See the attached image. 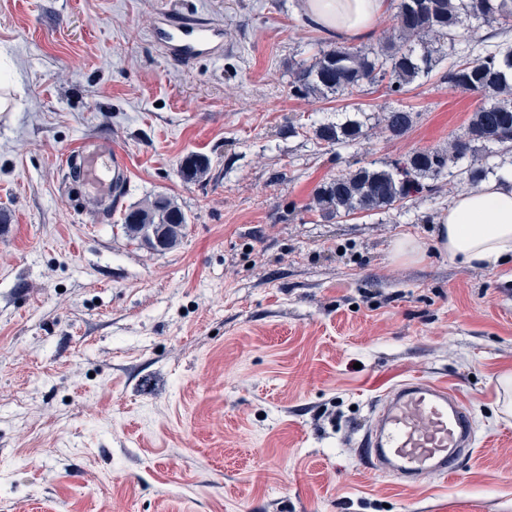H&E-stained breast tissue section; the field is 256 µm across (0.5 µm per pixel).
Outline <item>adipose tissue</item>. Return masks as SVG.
<instances>
[{"label":"adipose tissue","mask_w":512,"mask_h":512,"mask_svg":"<svg viewBox=\"0 0 512 512\" xmlns=\"http://www.w3.org/2000/svg\"><path fill=\"white\" fill-rule=\"evenodd\" d=\"M390 0H304L306 25L339 42L371 36ZM438 240L451 259L471 267H497L512 255V173L458 195L440 221Z\"/></svg>","instance_id":"obj_1"}]
</instances>
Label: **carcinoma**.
I'll use <instances>...</instances> for the list:
<instances>
[{"label": "carcinoma", "mask_w": 512, "mask_h": 512, "mask_svg": "<svg viewBox=\"0 0 512 512\" xmlns=\"http://www.w3.org/2000/svg\"><path fill=\"white\" fill-rule=\"evenodd\" d=\"M493 24L498 34L512 30V0H398L396 28L398 41H390L376 51H323L315 61L293 69L295 94L351 96L363 82H387L394 94L429 74L437 60L428 53H417L407 45L414 39L433 36L455 44L473 25ZM448 85L484 95L472 113L465 133L453 139L446 149L416 150L404 159L385 166H362L323 183L314 193L312 207L330 217H350L389 209L425 188L424 181L454 176L452 168L481 144L493 151L512 143V42L504 39L475 58L448 59L442 76ZM417 113L411 108L392 109L384 116L389 138L404 137L413 127ZM362 135L360 121L327 122L316 130V137L327 145H350ZM206 171V160L191 155L181 164L184 179L193 181ZM187 218L167 196L156 195L125 213L122 227L127 237L153 250L176 247Z\"/></svg>", "instance_id": "cac0c4a2"}]
</instances>
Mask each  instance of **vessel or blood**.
<instances>
[{
	"label": "vessel or blood",
	"mask_w": 512,
	"mask_h": 512,
	"mask_svg": "<svg viewBox=\"0 0 512 512\" xmlns=\"http://www.w3.org/2000/svg\"><path fill=\"white\" fill-rule=\"evenodd\" d=\"M163 34L173 55L182 60L221 39L216 25L201 16L171 21ZM63 164L80 190L95 195L105 208L119 206L129 167L111 140L84 138L65 154ZM360 446L370 470L401 485H416L430 476L457 473L473 453V420L448 386L427 378L408 379L384 394Z\"/></svg>",
	"instance_id": "1"
}]
</instances>
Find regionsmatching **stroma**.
Returning <instances> with one entry per match:
<instances>
[{
	"label": "stroma",
	"mask_w": 512,
	"mask_h": 512,
	"mask_svg": "<svg viewBox=\"0 0 512 512\" xmlns=\"http://www.w3.org/2000/svg\"><path fill=\"white\" fill-rule=\"evenodd\" d=\"M299 7L0 0V512H512V259L474 268L437 241L469 183L368 216L308 208L336 175L447 147L482 96L438 70L400 95L297 96L293 67L337 46ZM191 14L223 40L181 62L158 29ZM399 106L418 118L391 140ZM345 117L358 144L318 143ZM88 136L126 155L125 208L178 203L176 248L129 240L71 184L62 155ZM404 235L417 259L393 258ZM419 375L456 389L477 445L458 475L403 486L359 439ZM417 113L412 108H397L386 112L384 128L390 139L404 137L413 127Z\"/></svg>",
	"instance_id": "1"
}]
</instances>
